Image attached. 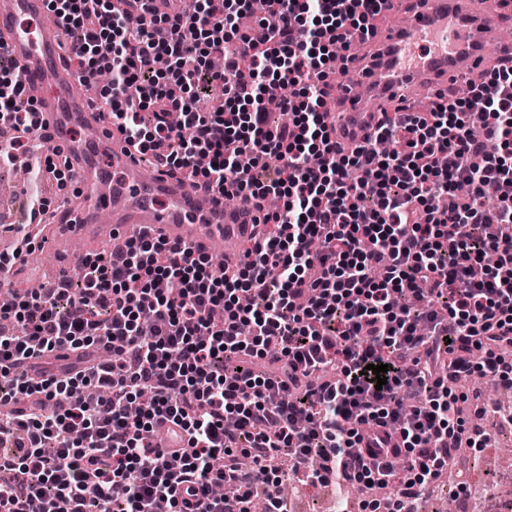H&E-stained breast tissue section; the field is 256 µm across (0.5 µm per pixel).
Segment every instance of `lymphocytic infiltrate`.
<instances>
[{"instance_id": "obj_1", "label": "lymphocytic infiltrate", "mask_w": 512, "mask_h": 512, "mask_svg": "<svg viewBox=\"0 0 512 512\" xmlns=\"http://www.w3.org/2000/svg\"><path fill=\"white\" fill-rule=\"evenodd\" d=\"M137 0H48L85 81L107 72L113 126L141 153L227 197L277 198L230 272L161 239L81 260L70 288L29 289L0 311V512H246L239 455L260 467L279 453L293 475L370 487L399 481L405 512L447 470L458 443L485 446L458 412L461 373L512 385V68L472 84L497 150L473 166L469 103L382 111L373 143L330 161L323 78L368 28L380 0H188L169 20ZM266 26L256 38L243 15ZM236 42L233 56L224 45ZM291 87L284 120L266 124L269 86ZM214 101L212 111L196 107ZM35 107L0 53V119L14 131L0 164L24 154ZM485 138V139H486ZM499 206L488 213L486 190ZM112 358L78 370L98 345ZM76 363L34 380L13 374L57 350ZM387 365L378 385L370 365ZM188 435L161 456L162 423ZM400 444H392V434Z\"/></svg>"}]
</instances>
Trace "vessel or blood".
I'll return each mask as SVG.
<instances>
[{"mask_svg":"<svg viewBox=\"0 0 512 512\" xmlns=\"http://www.w3.org/2000/svg\"><path fill=\"white\" fill-rule=\"evenodd\" d=\"M369 34L353 33L348 77H328V132L341 152L364 143L378 109L434 97L488 68L487 50L512 58L500 33L512 13L476 8L473 0H384ZM66 32L48 16L46 0H0V53L9 56L34 101L36 131L68 165L82 205L63 234L50 233L48 217L34 212L31 236L63 244L81 240L84 253L133 237L211 248L224 245L226 265L238 263L254 232L258 201L240 196L234 207L218 192L185 182L169 169L146 171L136 152L117 136L102 107L90 104L67 63ZM82 136H72L73 127Z\"/></svg>","mask_w":512,"mask_h":512,"instance_id":"obj_1","label":"vessel or blood"}]
</instances>
